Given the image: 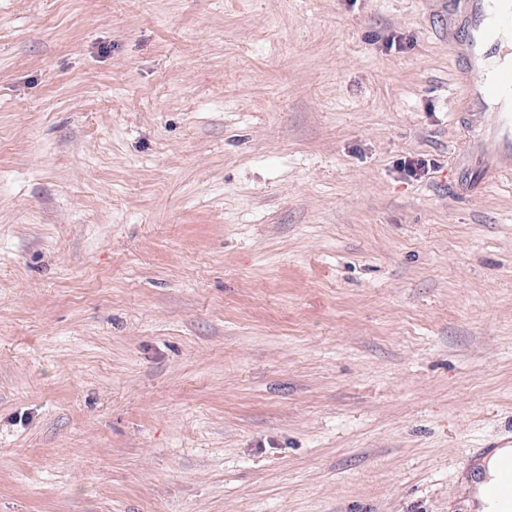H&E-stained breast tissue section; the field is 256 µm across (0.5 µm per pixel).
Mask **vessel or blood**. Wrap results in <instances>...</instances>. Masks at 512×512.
<instances>
[{
	"label": "vessel or blood",
	"mask_w": 512,
	"mask_h": 512,
	"mask_svg": "<svg viewBox=\"0 0 512 512\" xmlns=\"http://www.w3.org/2000/svg\"><path fill=\"white\" fill-rule=\"evenodd\" d=\"M475 37L467 51L477 97L482 101H512V65L491 71L489 48L498 46L503 34H512V0H471ZM473 153L483 165L476 174L479 184L503 175L512 161V113L479 112L468 135ZM500 500L505 512H512V458L501 465L497 483L489 490Z\"/></svg>",
	"instance_id": "1"
}]
</instances>
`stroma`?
<instances>
[{
  "instance_id": "obj_1",
  "label": "stroma",
  "mask_w": 512,
  "mask_h": 512,
  "mask_svg": "<svg viewBox=\"0 0 512 512\" xmlns=\"http://www.w3.org/2000/svg\"><path fill=\"white\" fill-rule=\"evenodd\" d=\"M465 2L0 0V512H469L512 178L459 158Z\"/></svg>"
}]
</instances>
